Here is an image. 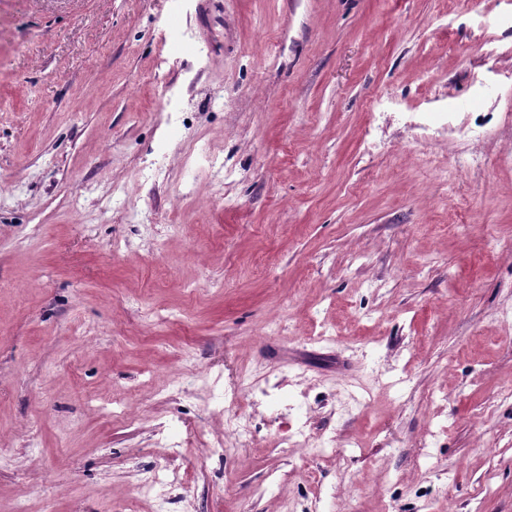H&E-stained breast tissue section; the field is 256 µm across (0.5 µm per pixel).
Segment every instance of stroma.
<instances>
[{"mask_svg": "<svg viewBox=\"0 0 512 512\" xmlns=\"http://www.w3.org/2000/svg\"><path fill=\"white\" fill-rule=\"evenodd\" d=\"M0 512H512V0H0Z\"/></svg>", "mask_w": 512, "mask_h": 512, "instance_id": "stroma-1", "label": "stroma"}]
</instances>
